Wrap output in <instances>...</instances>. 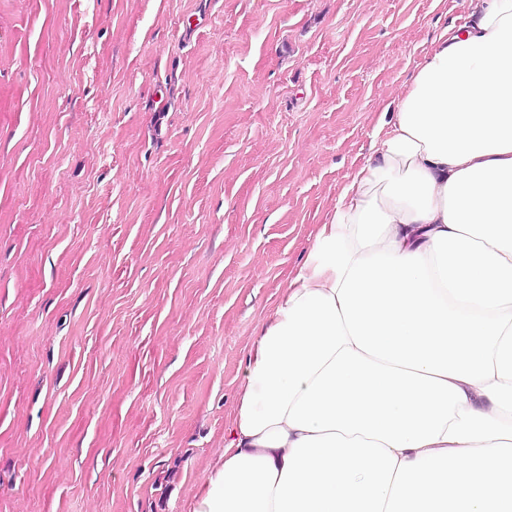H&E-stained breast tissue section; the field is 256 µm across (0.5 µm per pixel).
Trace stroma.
<instances>
[{
	"label": "stroma",
	"instance_id": "35a3bbf8",
	"mask_svg": "<svg viewBox=\"0 0 512 512\" xmlns=\"http://www.w3.org/2000/svg\"><path fill=\"white\" fill-rule=\"evenodd\" d=\"M468 0H0V512H198L247 346Z\"/></svg>",
	"mask_w": 512,
	"mask_h": 512
}]
</instances>
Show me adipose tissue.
Segmentation results:
<instances>
[{"label":"adipose tissue","instance_id":"adipose-tissue-1","mask_svg":"<svg viewBox=\"0 0 512 512\" xmlns=\"http://www.w3.org/2000/svg\"><path fill=\"white\" fill-rule=\"evenodd\" d=\"M248 347L200 512H512V0H469Z\"/></svg>","mask_w":512,"mask_h":512}]
</instances>
